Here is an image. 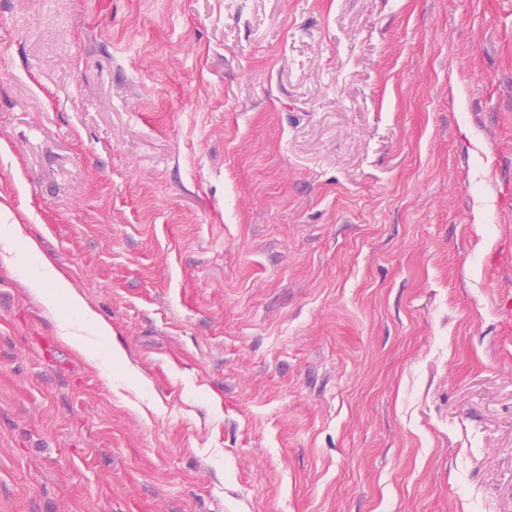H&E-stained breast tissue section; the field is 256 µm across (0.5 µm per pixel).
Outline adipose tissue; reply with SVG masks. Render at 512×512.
<instances>
[{
    "instance_id": "1",
    "label": "adipose tissue",
    "mask_w": 512,
    "mask_h": 512,
    "mask_svg": "<svg viewBox=\"0 0 512 512\" xmlns=\"http://www.w3.org/2000/svg\"><path fill=\"white\" fill-rule=\"evenodd\" d=\"M29 286L50 312H58L63 305L78 312L81 323L88 330L87 335L74 333L71 319L63 317L59 320L63 340L91 359L101 361L105 366H112L118 361V353L105 345L112 334L111 326L85 306L79 293L70 287L68 281L53 266H46L43 275L31 279Z\"/></svg>"
}]
</instances>
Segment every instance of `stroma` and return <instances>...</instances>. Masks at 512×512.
I'll return each mask as SVG.
<instances>
[{"mask_svg":"<svg viewBox=\"0 0 512 512\" xmlns=\"http://www.w3.org/2000/svg\"><path fill=\"white\" fill-rule=\"evenodd\" d=\"M1 224L0 512H512V0H0ZM19 242H23L30 254L37 255V245L23 235L20 224H1L0 225V244L2 245L3 257L7 259L4 253L12 254ZM45 272L41 277L29 281L30 290L36 294L45 307L58 314L59 306L64 303L68 308L79 313L80 322L84 328L89 329L94 339L89 336H80L70 330L72 320L69 317H59V327L62 330V339L77 348L93 360H100L108 369L120 359L112 348L105 347L104 343L112 334V327L83 303L78 292L70 287L68 281L47 261H42Z\"/></svg>","mask_w":512,"mask_h":512,"instance_id":"obj_1","label":"stroma"}]
</instances>
